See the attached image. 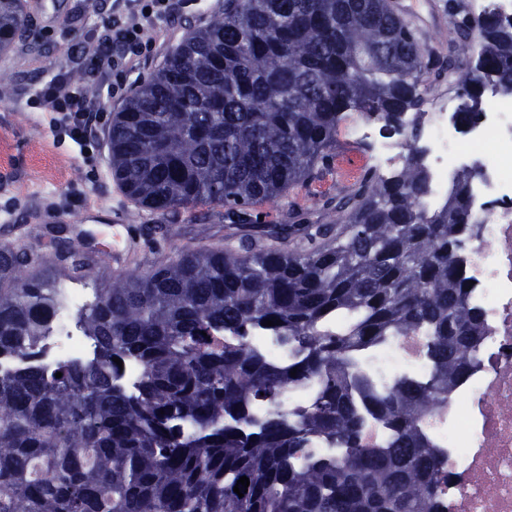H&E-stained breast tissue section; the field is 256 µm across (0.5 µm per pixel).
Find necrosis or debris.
<instances>
[{"mask_svg": "<svg viewBox=\"0 0 512 512\" xmlns=\"http://www.w3.org/2000/svg\"><path fill=\"white\" fill-rule=\"evenodd\" d=\"M459 109L451 98L409 118L421 129L423 161L433 178L428 207L447 194L449 173L480 171L470 187L478 236L466 270L484 332L469 376L424 427L446 475L438 495L442 512H512V99L488 89L465 126L456 118ZM89 300L87 289L65 291L39 349L48 369L94 356L93 340L74 317ZM426 342L421 333L395 338L359 368L385 388L403 378L426 381L432 372Z\"/></svg>", "mask_w": 512, "mask_h": 512, "instance_id": "obj_1", "label": "necrosis or debris"}]
</instances>
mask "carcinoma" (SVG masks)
<instances>
[{
	"instance_id": "1",
	"label": "carcinoma",
	"mask_w": 512,
	"mask_h": 512,
	"mask_svg": "<svg viewBox=\"0 0 512 512\" xmlns=\"http://www.w3.org/2000/svg\"><path fill=\"white\" fill-rule=\"evenodd\" d=\"M444 10L458 40L478 45L465 69L389 0H224L186 30L116 113L112 177L139 213L216 205L245 233L93 288L78 323L96 355L62 364L60 378L37 344L84 268V240H61L57 261L0 242V355L17 359L0 373V512H438L443 477L423 419L448 403L484 330L463 273L476 172L456 173L428 209L421 134L405 115L447 78L462 124L488 84L512 96V26L472 18L467 0ZM28 32L22 0H0V52ZM351 112L409 131L401 169H367L314 200L305 224L261 223L259 206L331 167ZM259 332L298 354L270 359ZM415 332L428 338L429 382L373 387L358 364ZM115 357L140 364L136 392L117 384ZM309 381L312 404L288 418L280 391ZM260 400L258 426L240 425ZM363 405L392 429L389 447L365 442ZM178 420L195 436L181 437ZM314 437L345 455L297 466Z\"/></svg>"
}]
</instances>
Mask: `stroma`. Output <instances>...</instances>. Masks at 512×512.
<instances>
[{"instance_id": "stroma-1", "label": "stroma", "mask_w": 512, "mask_h": 512, "mask_svg": "<svg viewBox=\"0 0 512 512\" xmlns=\"http://www.w3.org/2000/svg\"><path fill=\"white\" fill-rule=\"evenodd\" d=\"M394 2L433 39L450 34L451 23L442 0ZM223 10L224 0H208L205 11L179 8L162 31L145 30L139 68L129 76L113 72L116 92L105 99L104 112L95 118L101 141L84 152L71 141L57 139L48 115L30 105L29 97L47 75L81 74L80 57L102 39L112 14V0H26L27 20L37 40L0 55V77L11 83L9 101L0 103V242H35L51 255L59 228L85 235L89 242L87 274L77 285L90 289L125 271L159 267L178 249L223 243L229 227L220 207L182 212L164 233L158 229V219L149 215L134 218L133 206L110 176L108 150L103 143L115 113L140 81L164 64L181 40L185 24H203ZM356 124L350 117L339 128L337 170L296 185L290 192L291 206H261L264 223L300 220L311 200L336 195L359 180L367 168L376 166V143L368 141L366 149H359L353 133ZM116 224L136 251L113 264L102 261L99 251L113 248L112 227Z\"/></svg>"}]
</instances>
